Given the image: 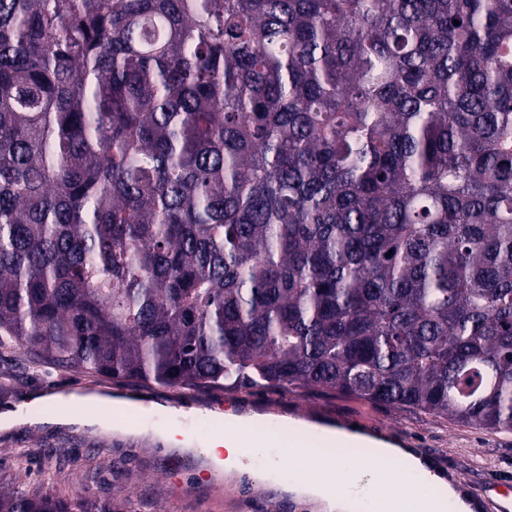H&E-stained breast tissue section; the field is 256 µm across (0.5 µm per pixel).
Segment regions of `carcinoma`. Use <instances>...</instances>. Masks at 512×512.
Returning <instances> with one entry per match:
<instances>
[{
    "label": "carcinoma",
    "instance_id": "1",
    "mask_svg": "<svg viewBox=\"0 0 512 512\" xmlns=\"http://www.w3.org/2000/svg\"><path fill=\"white\" fill-rule=\"evenodd\" d=\"M2 343L512 432V0H0Z\"/></svg>",
    "mask_w": 512,
    "mask_h": 512
}]
</instances>
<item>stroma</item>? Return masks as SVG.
I'll return each instance as SVG.
<instances>
[{"mask_svg":"<svg viewBox=\"0 0 512 512\" xmlns=\"http://www.w3.org/2000/svg\"><path fill=\"white\" fill-rule=\"evenodd\" d=\"M74 389L153 402L164 405L166 411L138 417V424L147 428L138 437L106 438L52 426L0 431V489L26 494L50 491L69 500L115 504L127 498L134 512H311L257 479L226 490L224 480L203 472L202 455L165 451L150 434L152 428L175 425L204 435L223 424L228 413L261 416L270 456L289 437V419L302 417L333 427L360 418L370 428L388 430L392 443L414 449L448 474L512 482V433L486 432L445 416L316 387L228 385L187 392L113 380L77 369L33 365L21 347L0 346V408H17L40 393ZM186 395L191 398L192 413L171 415V407Z\"/></svg>","mask_w":512,"mask_h":512,"instance_id":"1","label":"stroma"}]
</instances>
